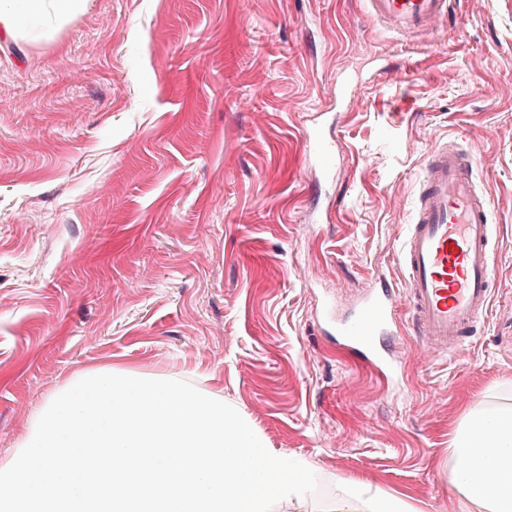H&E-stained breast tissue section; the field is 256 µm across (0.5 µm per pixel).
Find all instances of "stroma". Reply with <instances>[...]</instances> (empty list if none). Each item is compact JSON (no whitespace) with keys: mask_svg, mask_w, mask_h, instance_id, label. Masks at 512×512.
Masks as SVG:
<instances>
[{"mask_svg":"<svg viewBox=\"0 0 512 512\" xmlns=\"http://www.w3.org/2000/svg\"><path fill=\"white\" fill-rule=\"evenodd\" d=\"M314 125L338 143L330 180ZM448 139L492 203L496 276L481 329L427 356L397 253ZM382 279L401 301L390 385L324 317ZM106 364L223 397L306 464L317 492L274 512H332L355 480L463 512L455 431L477 402L512 408V0H451L404 36L365 0H89L0 29V461ZM306 143L316 165L321 171L328 174L331 171L333 161L331 143L327 141L323 134L318 130H314L313 133H309L306 136Z\"/></svg>","mask_w":512,"mask_h":512,"instance_id":"obj_1","label":"stroma"}]
</instances>
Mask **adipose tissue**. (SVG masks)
<instances>
[{
  "mask_svg": "<svg viewBox=\"0 0 512 512\" xmlns=\"http://www.w3.org/2000/svg\"><path fill=\"white\" fill-rule=\"evenodd\" d=\"M88 0H0V27L51 15L67 20ZM450 481L477 512H512V408L472 409L455 436Z\"/></svg>",
  "mask_w": 512,
  "mask_h": 512,
  "instance_id": "1",
  "label": "adipose tissue"
}]
</instances>
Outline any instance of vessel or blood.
<instances>
[{"label": "vessel or blood", "mask_w": 512, "mask_h": 512, "mask_svg": "<svg viewBox=\"0 0 512 512\" xmlns=\"http://www.w3.org/2000/svg\"><path fill=\"white\" fill-rule=\"evenodd\" d=\"M367 3L371 17L401 34L430 29L449 6L448 0ZM306 143L320 170L330 172V142L316 130ZM490 208L489 199L475 189L471 161L449 143H438L419 189L415 220L400 248L414 325L431 350L460 349L488 314L495 275ZM396 308L393 290L379 284L336 322L342 345L387 381L396 374L390 349L398 332Z\"/></svg>", "instance_id": "b4317fda"}]
</instances>
